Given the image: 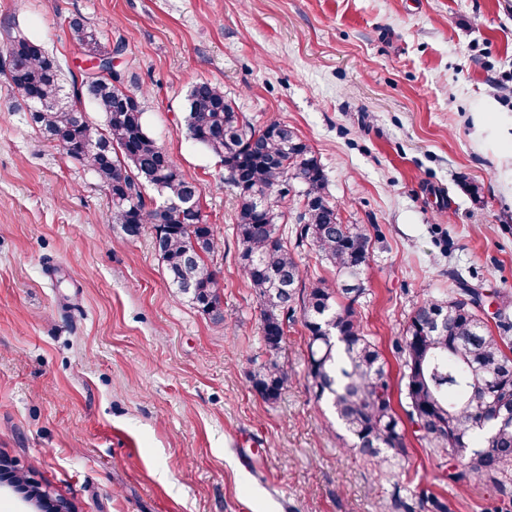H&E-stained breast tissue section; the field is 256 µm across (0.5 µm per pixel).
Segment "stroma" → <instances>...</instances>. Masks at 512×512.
I'll return each mask as SVG.
<instances>
[{
	"instance_id": "obj_1",
	"label": "stroma",
	"mask_w": 512,
	"mask_h": 512,
	"mask_svg": "<svg viewBox=\"0 0 512 512\" xmlns=\"http://www.w3.org/2000/svg\"><path fill=\"white\" fill-rule=\"evenodd\" d=\"M126 45L117 67L147 128L201 189L224 286L216 322L176 295L153 231L128 238L93 173L45 141L0 78V460L76 512H512V496L449 480L408 435L378 467L346 447L290 325L280 399L248 383L267 358L238 264L237 198L188 140L185 96L208 80L253 125L288 124L327 174L343 223L373 248L363 332L392 380L411 313L459 282L483 319L512 315V0H0V43L43 42L72 90L69 23Z\"/></svg>"
}]
</instances>
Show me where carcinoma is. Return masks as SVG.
<instances>
[{
  "label": "carcinoma",
  "mask_w": 512,
  "mask_h": 512,
  "mask_svg": "<svg viewBox=\"0 0 512 512\" xmlns=\"http://www.w3.org/2000/svg\"><path fill=\"white\" fill-rule=\"evenodd\" d=\"M70 30L86 59L98 60L73 86V103L62 104V66L37 40L19 36L0 44V74L33 106L32 121L47 140L93 172L112 203L113 223L131 238L151 225L169 283L223 320L221 278L207 263L216 231L203 214L200 187L151 136L141 102H128L123 75L113 66L125 45H101L79 21ZM85 98L103 124L83 115ZM184 125L188 139L219 158L238 199V259L260 298L268 353L250 372L251 389L266 402L280 397L288 371L277 353L298 314L308 333L307 376L351 447L379 464L405 457L406 431L392 406L386 363L358 320L372 249L366 226L343 223L327 196L321 163L292 128L244 121L223 87L194 83ZM147 186L178 205L148 204ZM290 194L300 211L287 238L278 207ZM304 247L316 262L335 268L336 286L306 285L298 255ZM480 303V292L461 283L448 299H428L414 310L401 348L404 411L434 452L459 459L461 470L450 473L451 480L512 490V336L488 329Z\"/></svg>",
  "instance_id": "obj_1"
}]
</instances>
